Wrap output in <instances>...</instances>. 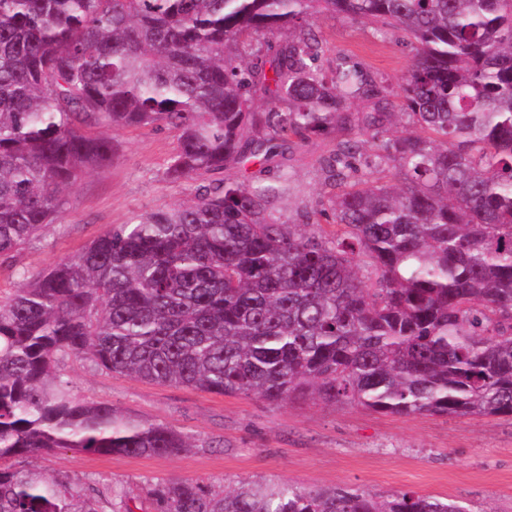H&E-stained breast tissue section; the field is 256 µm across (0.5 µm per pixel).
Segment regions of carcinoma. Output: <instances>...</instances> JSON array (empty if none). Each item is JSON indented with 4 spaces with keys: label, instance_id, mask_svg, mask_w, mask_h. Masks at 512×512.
<instances>
[{
    "label": "carcinoma",
    "instance_id": "carcinoma-1",
    "mask_svg": "<svg viewBox=\"0 0 512 512\" xmlns=\"http://www.w3.org/2000/svg\"><path fill=\"white\" fill-rule=\"evenodd\" d=\"M336 15L409 38L404 111L358 67H320L314 26ZM290 28L270 54L245 42ZM145 127L176 133L172 180L258 172L109 227L0 303V512H106L79 479L16 466L36 454L192 447L77 398L64 355L276 405L512 416V0H0V259ZM328 136L333 233L279 213L291 143ZM361 160L395 179H352ZM142 493L152 512H466L262 480Z\"/></svg>",
    "mask_w": 512,
    "mask_h": 512
}]
</instances>
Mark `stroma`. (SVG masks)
<instances>
[{"mask_svg":"<svg viewBox=\"0 0 512 512\" xmlns=\"http://www.w3.org/2000/svg\"><path fill=\"white\" fill-rule=\"evenodd\" d=\"M314 31L324 45L323 69L334 70L342 61L362 68L380 86L388 110L401 109L412 52L399 30L338 16L321 18ZM115 140L112 163L78 179L65 193L59 220L0 264L1 297L17 287L19 273L36 274L71 258L109 226L193 196L195 182L165 175L176 148L173 132L126 129ZM333 145L330 137L293 144L285 160L291 183L283 215L314 210L327 194L320 161ZM60 368L79 398L112 404L191 437L192 448L174 456L61 449L25 461L107 488L113 501L125 502L132 512H150L142 487L178 479L412 492L458 502L468 512H512V417L400 416L309 398L272 405L109 374L73 356L61 358Z\"/></svg>","mask_w":512,"mask_h":512,"instance_id":"stroma-1","label":"stroma"}]
</instances>
